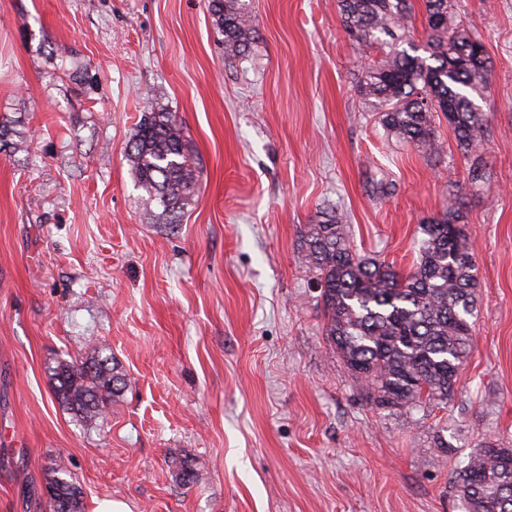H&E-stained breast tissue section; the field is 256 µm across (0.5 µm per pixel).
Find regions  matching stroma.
<instances>
[{
  "mask_svg": "<svg viewBox=\"0 0 512 512\" xmlns=\"http://www.w3.org/2000/svg\"><path fill=\"white\" fill-rule=\"evenodd\" d=\"M454 4L491 62L476 183L444 117L429 154L358 92L369 65L424 55L420 2L363 51L336 0H251L254 40L228 60L207 0H0V117L28 142L0 148V512H50L54 459L86 512H462L456 468L512 448V0ZM160 106L199 162L173 230L126 159ZM457 208L473 348L448 406L379 409L324 335L301 236L326 209L357 253L406 271L420 225ZM96 347L125 387L87 424L49 368Z\"/></svg>",
  "mask_w": 512,
  "mask_h": 512,
  "instance_id": "stroma-1",
  "label": "stroma"
}]
</instances>
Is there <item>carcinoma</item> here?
Wrapping results in <instances>:
<instances>
[{"label":"carcinoma","mask_w":512,"mask_h":512,"mask_svg":"<svg viewBox=\"0 0 512 512\" xmlns=\"http://www.w3.org/2000/svg\"><path fill=\"white\" fill-rule=\"evenodd\" d=\"M430 32L425 57L397 52L369 68L360 84L375 99L383 125L397 139L439 152L433 119L448 120L472 179L482 178V136L477 98L486 88L489 58L482 43L456 23L453 0H423ZM224 56L245 55L254 39L247 0H208ZM342 23L363 47L411 18L412 0H339ZM141 199L156 205L159 223L174 228L198 188L186 129L171 112L142 114L127 151ZM418 256L408 272L354 252L347 225L333 214L307 226L301 259L312 271L324 310V332L349 372L365 383L381 409H417L451 400L458 373L472 349L477 269L458 210L420 225ZM54 395L78 419L91 423L119 395L124 379L113 358L95 349L80 361L50 368ZM463 512H512V448L485 442L455 471ZM51 512H84L83 491L60 461L48 467Z\"/></svg>","instance_id":"cac0c4a2"}]
</instances>
